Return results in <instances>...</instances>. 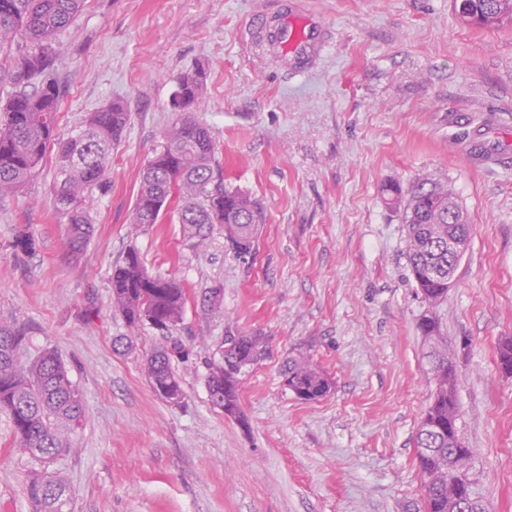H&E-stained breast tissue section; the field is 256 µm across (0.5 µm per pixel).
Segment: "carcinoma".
Wrapping results in <instances>:
<instances>
[{
  "label": "carcinoma",
  "mask_w": 512,
  "mask_h": 512,
  "mask_svg": "<svg viewBox=\"0 0 512 512\" xmlns=\"http://www.w3.org/2000/svg\"><path fill=\"white\" fill-rule=\"evenodd\" d=\"M85 0H0V199L18 192L40 169L51 143L58 146L56 182L51 204L66 225L65 251L78 258L94 235L89 207L93 192L108 187L112 147L119 144L130 114L119 103L91 112L65 139L55 138L61 91L55 65L62 45L58 33L70 26ZM462 23L494 29L512 23V0H469ZM204 94L200 74L177 80L171 98L174 119L161 135L140 176L131 224L146 231L161 223L177 202L178 223L192 247L206 241L215 225L239 258L248 261L257 251L265 214L249 194L224 184L209 128L193 111ZM389 205L402 212L411 273L429 311L418 322L430 347L434 388L421 417L432 422L460 413L457 372L448 355V337L441 335L432 311L448 295V235L467 221L452 188L445 183L418 184L408 191L394 189ZM188 296L180 280L144 268L138 252L130 250L112 269L111 301L131 327L149 325L159 333L160 346L146 358L145 372L153 393L161 400L184 398L182 380L174 362L185 350L173 331L182 323ZM261 336L226 331L218 357L208 363L206 387L212 405L245 421L240 404L243 369L266 353ZM284 385L297 398L318 400L330 391V381L310 360L294 358L284 369ZM0 414L13 426L16 447L40 461L70 451L69 437L79 426L82 404L61 357L45 351L31 360L24 337L0 327ZM415 447L438 448L433 458L417 457L425 512H448V497L428 484L429 471L449 463L448 443L423 438ZM66 484L57 475L36 474L27 484L29 499L38 512H64L70 500Z\"/></svg>",
  "instance_id": "cac0c4a2"
}]
</instances>
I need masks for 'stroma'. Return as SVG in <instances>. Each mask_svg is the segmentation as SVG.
Returning <instances> with one entry per match:
<instances>
[{
  "label": "stroma",
  "mask_w": 512,
  "mask_h": 512,
  "mask_svg": "<svg viewBox=\"0 0 512 512\" xmlns=\"http://www.w3.org/2000/svg\"><path fill=\"white\" fill-rule=\"evenodd\" d=\"M290 19L331 34L298 72L256 44ZM60 41L57 137L113 102L131 120L77 261L63 258L50 202L55 150L0 200V324L25 332L30 357L60 355L84 412L71 453L47 464L17 448L0 414V512H36L26 483L46 470L65 478L71 512H423L414 439L433 387L417 328L428 305L388 189L424 180L449 184L471 226L436 316L479 491L488 512H512V376L496 363L512 337V24L463 25L452 0H85ZM194 69L224 181L266 215L249 264L222 227L192 248L176 213L144 232L131 224L177 79ZM23 234L33 251L17 249ZM132 248L188 291L177 405L146 380L155 331L130 330L112 308V267ZM217 285L224 303L210 312ZM236 328L268 346L242 380L243 425L206 389ZM299 355L331 380L326 396L284 387Z\"/></svg>",
  "instance_id": "obj_1"
}]
</instances>
